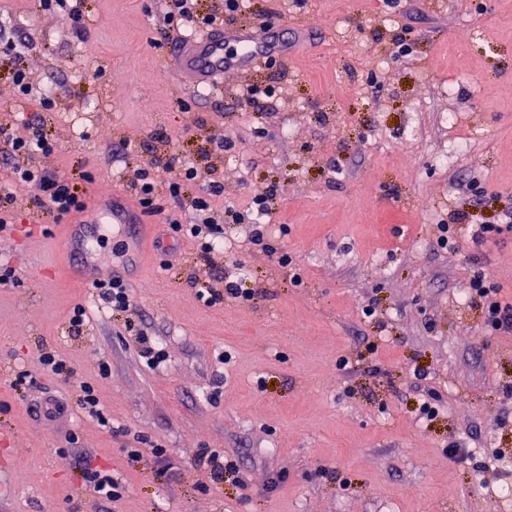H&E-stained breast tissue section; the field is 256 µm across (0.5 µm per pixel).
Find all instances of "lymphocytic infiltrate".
<instances>
[{
    "instance_id": "lymphocytic-infiltrate-1",
    "label": "lymphocytic infiltrate",
    "mask_w": 512,
    "mask_h": 512,
    "mask_svg": "<svg viewBox=\"0 0 512 512\" xmlns=\"http://www.w3.org/2000/svg\"><path fill=\"white\" fill-rule=\"evenodd\" d=\"M244 0H223L221 10H203L200 0H165L162 34L183 32L185 29H223L227 20L242 13ZM55 144L42 126L33 120L23 123L0 122V236L12 235L16 230L19 213L14 208L17 192L29 190V202L34 209L46 211L56 219H63L83 212L86 204L81 182L92 181L91 173L66 176L58 171L37 165L36 157L53 153ZM169 173L166 190L179 208L189 213L188 219L167 215L164 222L165 236L184 240L194 246L200 259L213 262L224 252V227L228 224L250 225L249 239L261 253L277 258L279 264H288L287 253L279 251L267 239L268 227L261 224V217L272 214V195L252 198L246 208L227 206L223 214H216L212 207L214 197L220 196L224 187L213 181L197 187L198 169L180 157L176 150L152 153L148 162L136 165L128 178L131 193L146 212H162L158 199V172ZM499 288L482 273H474L468 280V295L472 301L482 303L486 326L499 335H512V302L498 300ZM83 490L95 494L100 500L120 501L127 486L123 479L104 467H87L80 473Z\"/></svg>"
}]
</instances>
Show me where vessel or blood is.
Returning <instances> with one entry per match:
<instances>
[{
  "instance_id": "b4317fda",
  "label": "vessel or blood",
  "mask_w": 512,
  "mask_h": 512,
  "mask_svg": "<svg viewBox=\"0 0 512 512\" xmlns=\"http://www.w3.org/2000/svg\"><path fill=\"white\" fill-rule=\"evenodd\" d=\"M170 53L195 83H211L223 79L229 70L250 72L271 55L287 56L288 43L269 33L256 34L246 29L219 35L193 32L174 45ZM92 211L90 219H78L66 225L64 232V242L78 262L75 274L88 284L102 275L96 254L101 226L117 224L133 230L146 223L140 209L117 190L96 194Z\"/></svg>"
}]
</instances>
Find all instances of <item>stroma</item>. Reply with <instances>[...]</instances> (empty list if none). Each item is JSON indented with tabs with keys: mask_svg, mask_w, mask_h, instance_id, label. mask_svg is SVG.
Masks as SVG:
<instances>
[{
	"mask_svg": "<svg viewBox=\"0 0 512 512\" xmlns=\"http://www.w3.org/2000/svg\"><path fill=\"white\" fill-rule=\"evenodd\" d=\"M85 9L79 38L59 8L0 0L35 82L67 90L49 112L18 99L0 57V119L37 118L57 145L43 165L92 173L93 194L124 189L146 144L197 160L199 186L222 179L216 211L275 191L270 225L291 263L255 251L243 224L225 225L230 255L212 266L184 241L156 248L154 216L126 277L131 332L69 273L61 224L18 192L23 222L0 237L19 278L0 285V512H512L481 482L487 464L512 482V457L491 455L512 449V335L488 331L481 304L461 294L480 271L512 302V230L479 248L434 245L452 212L495 224L512 210V99L497 93L512 82V0H249L233 28L280 30L294 52L216 86L182 78L159 0ZM400 34L410 55L397 53ZM252 83L276 89L265 110L241 95ZM226 135L235 149L205 162L209 138ZM240 265L252 303L205 306L199 287ZM78 304L89 323L76 337ZM140 329L165 367L147 365ZM45 346L74 365V382L42 376ZM415 365L442 398L432 422L418 417ZM16 368L37 386L11 389ZM81 381L113 427L168 448L164 476L72 410ZM55 400L64 415L35 414ZM452 441L468 460L449 456ZM203 448L237 473L213 484L194 464ZM86 461L124 479L121 501L79 493Z\"/></svg>",
	"mask_w": 512,
	"mask_h": 512,
	"instance_id": "stroma-1",
	"label": "stroma"
}]
</instances>
